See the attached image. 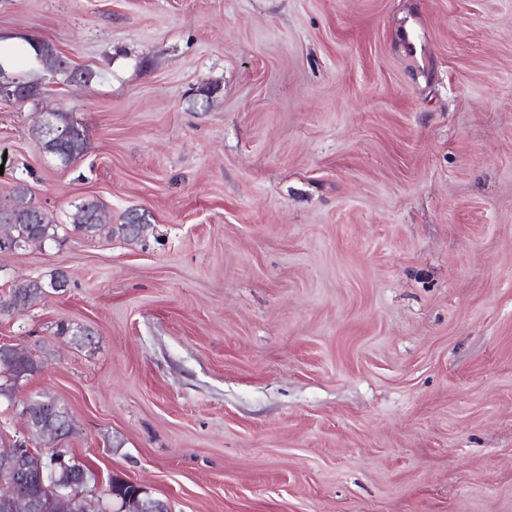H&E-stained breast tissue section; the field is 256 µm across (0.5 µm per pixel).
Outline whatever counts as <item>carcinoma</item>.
<instances>
[{
    "mask_svg": "<svg viewBox=\"0 0 512 512\" xmlns=\"http://www.w3.org/2000/svg\"><path fill=\"white\" fill-rule=\"evenodd\" d=\"M36 57L46 68L51 69L63 62L56 49L44 41L32 46ZM55 134H49L38 124L34 129L35 136L43 150L68 164L80 157L87 149V134L81 123L74 119L73 114L60 110L55 115ZM103 206L95 201H86L75 207L69 214L70 231L86 237H93L105 231L103 224ZM59 225L40 207L33 204L28 197V189L19 185L13 190L10 204L0 205V240L27 246L31 243L58 241ZM69 286V277L57 272L49 281L41 279L29 280L9 288L0 294V314L5 308L14 306L22 312L35 301L46 295V289L63 292ZM56 335L68 336L75 343L88 342L87 330L74 329L67 324L57 325ZM44 362L38 354L16 345H0V399L12 402L15 391L31 377L42 372ZM30 419L28 426L33 436H38L45 429L60 427L67 418L68 408L55 396L49 393H37L28 399ZM50 478L43 480L32 476L31 480L18 487V493L36 498L41 502L40 512H56L53 489L66 490L77 498L76 512H108L105 504L88 490V484L94 480L90 469L74 456H67L66 466H57L48 471ZM109 487L116 496L114 502L133 501L137 489L130 482L113 477Z\"/></svg>",
    "mask_w": 512,
    "mask_h": 512,
    "instance_id": "carcinoma-1",
    "label": "carcinoma"
}]
</instances>
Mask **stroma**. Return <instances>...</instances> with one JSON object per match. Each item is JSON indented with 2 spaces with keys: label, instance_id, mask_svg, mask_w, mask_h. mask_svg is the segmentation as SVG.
Instances as JSON below:
<instances>
[{
  "label": "stroma",
  "instance_id": "35a3bbf8",
  "mask_svg": "<svg viewBox=\"0 0 512 512\" xmlns=\"http://www.w3.org/2000/svg\"><path fill=\"white\" fill-rule=\"evenodd\" d=\"M0 55L43 89L0 102V199L112 226L0 253V294L70 277L0 345L40 354L15 397L68 408L97 487L512 512V0H0ZM58 107L88 135L67 167L33 134ZM36 43V45H33L32 43H30L29 45L34 50L36 57L40 60L42 64L46 66L47 69H51L53 67L59 68L58 65L60 63H64V66H66L65 68L67 69V71L60 70L62 66L58 70V74L64 76L63 82L76 87L80 86L81 84L88 85L92 77L90 74H86L83 72L78 73L77 71L70 70V68L67 66L68 63L59 56L58 52L51 44L44 41H36ZM73 74H75L78 77V79L73 77ZM103 206L95 201H86L75 206L74 211L69 214V226L66 228L71 232L86 237L100 235L105 231L107 224H103Z\"/></svg>",
  "mask_w": 512,
  "mask_h": 512
}]
</instances>
